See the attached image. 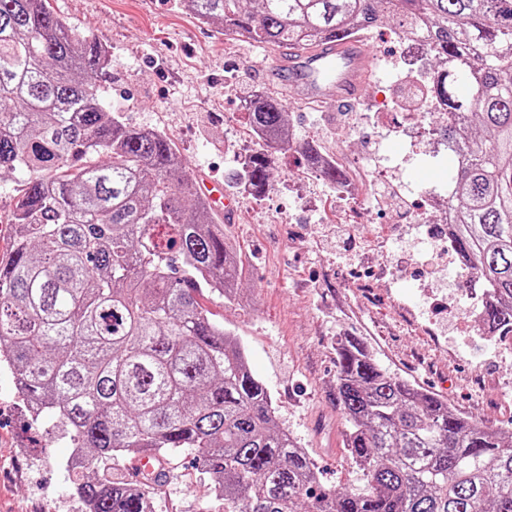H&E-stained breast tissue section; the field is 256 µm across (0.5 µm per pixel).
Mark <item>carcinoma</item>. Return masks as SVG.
I'll use <instances>...</instances> for the list:
<instances>
[{
  "label": "carcinoma",
  "instance_id": "cac0c4a2",
  "mask_svg": "<svg viewBox=\"0 0 512 512\" xmlns=\"http://www.w3.org/2000/svg\"><path fill=\"white\" fill-rule=\"evenodd\" d=\"M224 34L314 47L398 16L426 32L431 98L463 158L448 202L454 250L482 284L481 325L512 335V0H183ZM102 40L50 0H0V173L19 174L14 242L0 268V364L59 422L85 512H152L161 461L183 448L224 512H512V433L452 411L393 376L362 343L336 348V401L358 492L319 489L316 464L280 428L234 332L198 297L226 299L245 273L172 142L108 109ZM482 135L469 133L471 117ZM253 130L288 144L287 112L254 101ZM261 188L264 155L237 179ZM151 457L134 484L112 467Z\"/></svg>",
  "mask_w": 512,
  "mask_h": 512
}]
</instances>
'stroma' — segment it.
<instances>
[{
	"mask_svg": "<svg viewBox=\"0 0 512 512\" xmlns=\"http://www.w3.org/2000/svg\"><path fill=\"white\" fill-rule=\"evenodd\" d=\"M112 55L108 104L130 126L165 133L189 176L204 172L235 189L243 149L264 153L270 172L259 199L241 198L224 230L246 263L233 299L203 294L214 320L234 331L254 375L267 387L278 423L306 448L325 488L361 487L344 447L336 405V341L362 342L378 365L445 399L451 409L512 431V347L493 350L460 333L459 319L481 293L463 268L434 267L421 294L417 271L400 266L425 187L447 186L451 165L410 154L375 115L397 112L410 86L427 84L424 50L386 20L364 36L377 67L355 105L325 112L294 100L269 79L270 51L248 36L226 38L200 23L182 0H51ZM288 111L286 147L253 142L243 106L257 92ZM400 166V197L378 207L374 190L344 199L305 162V148ZM462 289L457 312L437 301L444 284ZM68 439L33 424L12 373L0 369V512H80L64 463ZM154 512H224L195 453L167 464Z\"/></svg>",
	"mask_w": 512,
	"mask_h": 512,
	"instance_id": "1",
	"label": "stroma"
}]
</instances>
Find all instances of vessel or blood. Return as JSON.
<instances>
[{"label": "vessel or blood", "mask_w": 512, "mask_h": 512, "mask_svg": "<svg viewBox=\"0 0 512 512\" xmlns=\"http://www.w3.org/2000/svg\"><path fill=\"white\" fill-rule=\"evenodd\" d=\"M376 68L365 45L356 40L330 41L303 50L292 48L275 56L270 72L277 82L296 92L301 100L317 103L329 112L350 107L366 78ZM197 189L216 213L235 214L236 207L223 186L199 177Z\"/></svg>", "instance_id": "b4317fda"}]
</instances>
